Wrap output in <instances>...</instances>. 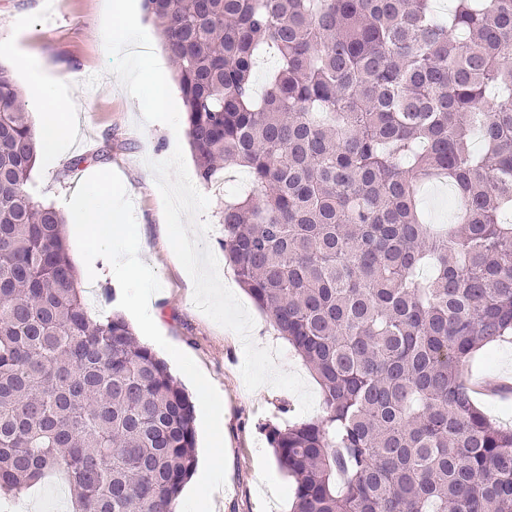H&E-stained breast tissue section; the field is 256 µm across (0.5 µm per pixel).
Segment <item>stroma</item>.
<instances>
[{
  "instance_id": "stroma-1",
  "label": "stroma",
  "mask_w": 512,
  "mask_h": 512,
  "mask_svg": "<svg viewBox=\"0 0 512 512\" xmlns=\"http://www.w3.org/2000/svg\"><path fill=\"white\" fill-rule=\"evenodd\" d=\"M105 0H0V64L9 68L24 94L22 102L33 125L42 122L41 105L27 94L29 63H36L65 89L76 111V132L56 147L54 163L38 161L28 190L38 203L66 210L79 184L101 170L121 177L132 201L139 237V255L156 273L162 288L155 295L157 326L166 340L188 354L214 385L223 401L222 435L227 455L225 484L213 496V512H291L294 484L277 466L266 426L298 420L299 399L269 385L248 390L241 367V339L199 311L194 286L160 233L163 204L149 161L169 157L176 144L163 124L143 122L138 101L108 70L102 45ZM69 254L79 273L94 269L92 285L100 299L96 315L119 311L121 290L106 276L105 259L86 267L76 241ZM224 283L255 321L253 341L281 349L278 366L297 372L313 395L320 384L287 341L274 335L267 315L223 268ZM465 379L474 399L496 425L512 428V338L479 350Z\"/></svg>"
}]
</instances>
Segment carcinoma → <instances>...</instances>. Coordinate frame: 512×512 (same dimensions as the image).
<instances>
[{
	"label": "carcinoma",
	"instance_id": "cac0c4a2",
	"mask_svg": "<svg viewBox=\"0 0 512 512\" xmlns=\"http://www.w3.org/2000/svg\"><path fill=\"white\" fill-rule=\"evenodd\" d=\"M453 2L144 0L199 181L251 177L218 197L224 259L322 388L321 417L268 430L292 512H512V429L463 380L512 333V0ZM21 100L0 65V494L55 475L72 512H175L194 404L88 306L62 213L27 191ZM429 179L455 193L443 233ZM449 196H453L452 189L444 182H430L421 188L420 206L430 224L441 226L451 221Z\"/></svg>",
	"mask_w": 512,
	"mask_h": 512
}]
</instances>
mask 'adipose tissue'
Returning <instances> with one entry per match:
<instances>
[{"label":"adipose tissue","instance_id":"ef3b65f1","mask_svg":"<svg viewBox=\"0 0 512 512\" xmlns=\"http://www.w3.org/2000/svg\"><path fill=\"white\" fill-rule=\"evenodd\" d=\"M29 90L46 108L44 123L39 134L46 162H54L55 145L58 138L70 134L76 115L70 112L63 100L59 99L54 81L41 69H33L29 81Z\"/></svg>","mask_w":512,"mask_h":512}]
</instances>
